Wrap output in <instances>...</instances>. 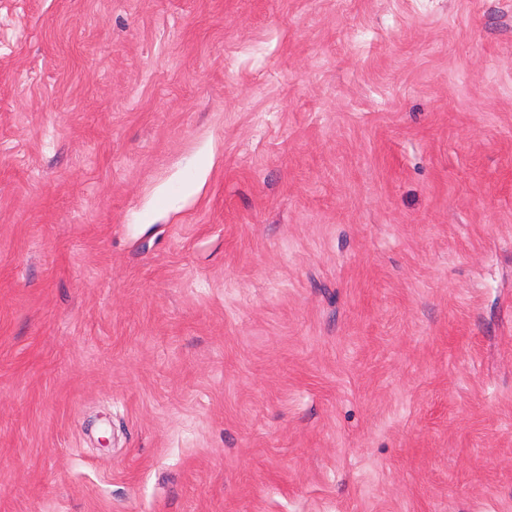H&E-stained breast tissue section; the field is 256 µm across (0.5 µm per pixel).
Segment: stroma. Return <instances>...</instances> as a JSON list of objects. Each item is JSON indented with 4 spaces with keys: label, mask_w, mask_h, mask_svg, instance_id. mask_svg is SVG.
<instances>
[{
    "label": "stroma",
    "mask_w": 512,
    "mask_h": 512,
    "mask_svg": "<svg viewBox=\"0 0 512 512\" xmlns=\"http://www.w3.org/2000/svg\"><path fill=\"white\" fill-rule=\"evenodd\" d=\"M0 512H512V0H0Z\"/></svg>",
    "instance_id": "obj_1"
}]
</instances>
